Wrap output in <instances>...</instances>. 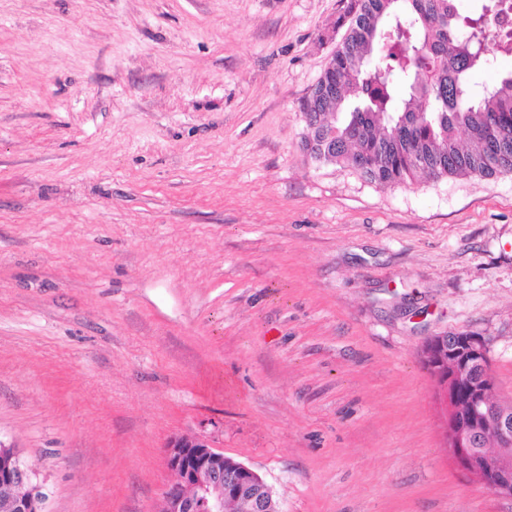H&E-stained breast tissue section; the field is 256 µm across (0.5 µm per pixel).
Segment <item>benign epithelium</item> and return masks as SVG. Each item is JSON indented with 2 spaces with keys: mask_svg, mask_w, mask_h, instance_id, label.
<instances>
[{
  "mask_svg": "<svg viewBox=\"0 0 512 512\" xmlns=\"http://www.w3.org/2000/svg\"><path fill=\"white\" fill-rule=\"evenodd\" d=\"M421 357L438 386L444 407L446 447L470 479L512 501V403L503 401L491 370L489 347L479 336L455 332L433 337ZM174 482L161 512H224L225 494L244 498L253 512H272L268 486L251 468L202 438L181 437L167 450ZM0 482L26 486L30 495L8 498L7 512H42L36 473L17 448L0 439Z\"/></svg>",
  "mask_w": 512,
  "mask_h": 512,
  "instance_id": "obj_1",
  "label": "benign epithelium"
}]
</instances>
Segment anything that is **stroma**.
Wrapping results in <instances>:
<instances>
[{
    "label": "stroma",
    "mask_w": 512,
    "mask_h": 512,
    "mask_svg": "<svg viewBox=\"0 0 512 512\" xmlns=\"http://www.w3.org/2000/svg\"><path fill=\"white\" fill-rule=\"evenodd\" d=\"M343 0H0V439L44 512H160L199 437L283 512H512L421 351L512 398V174L382 187L302 148Z\"/></svg>",
    "instance_id": "stroma-1"
}]
</instances>
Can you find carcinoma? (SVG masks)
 Instances as JSON below:
<instances>
[{"label":"carcinoma","instance_id":"cac0c4a2","mask_svg":"<svg viewBox=\"0 0 512 512\" xmlns=\"http://www.w3.org/2000/svg\"><path fill=\"white\" fill-rule=\"evenodd\" d=\"M506 0H349L348 30L303 105V148L383 187L512 174V71L476 96L472 72L512 41L489 20Z\"/></svg>","mask_w":512,"mask_h":512}]
</instances>
